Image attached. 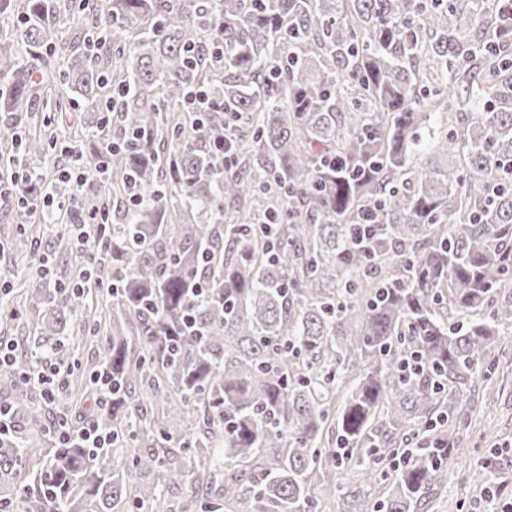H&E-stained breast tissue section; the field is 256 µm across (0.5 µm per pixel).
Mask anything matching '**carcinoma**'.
I'll use <instances>...</instances> for the list:
<instances>
[{
	"label": "carcinoma",
	"instance_id": "obj_1",
	"mask_svg": "<svg viewBox=\"0 0 512 512\" xmlns=\"http://www.w3.org/2000/svg\"><path fill=\"white\" fill-rule=\"evenodd\" d=\"M482 2L471 14L462 0H0L18 27L0 35V107L24 132L0 138L12 164L57 148L25 134L52 85L98 113L77 143L91 166L110 145L112 185L88 201L109 212L110 245L47 278L61 304L32 292L33 348L3 374L106 330L115 389L98 424L114 449L148 441L127 474L188 483L182 512H324L317 487L336 486L343 462L359 481L346 512H420L465 454L448 438L461 392L512 326V0ZM75 10L71 43L56 23ZM199 91L211 108L192 112ZM433 103L448 119L428 149L455 163L419 168ZM227 128L225 167L212 149ZM50 190L75 192L60 177ZM45 220L33 204L14 213ZM85 271L114 286L102 302L67 290ZM138 383L186 411L149 422ZM46 436L38 512H116L128 480L108 450ZM30 442L4 439L0 458L28 463ZM383 484V498L368 493ZM164 488L135 499L151 508Z\"/></svg>",
	"mask_w": 512,
	"mask_h": 512
}]
</instances>
